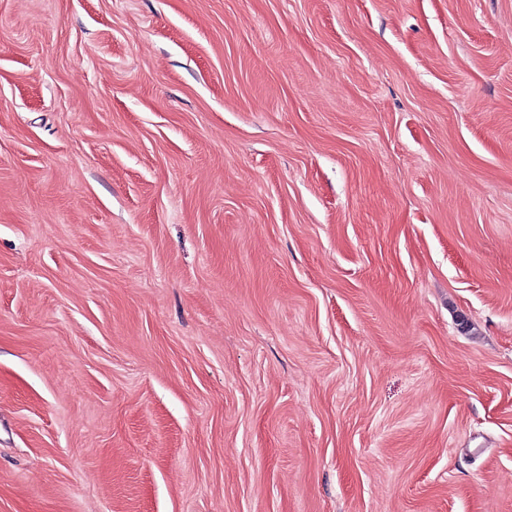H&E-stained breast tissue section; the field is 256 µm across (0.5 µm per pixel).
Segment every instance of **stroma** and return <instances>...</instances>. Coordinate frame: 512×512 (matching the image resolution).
<instances>
[{
	"instance_id": "35a3bbf8",
	"label": "stroma",
	"mask_w": 512,
	"mask_h": 512,
	"mask_svg": "<svg viewBox=\"0 0 512 512\" xmlns=\"http://www.w3.org/2000/svg\"><path fill=\"white\" fill-rule=\"evenodd\" d=\"M0 512H512V0H0Z\"/></svg>"
}]
</instances>
